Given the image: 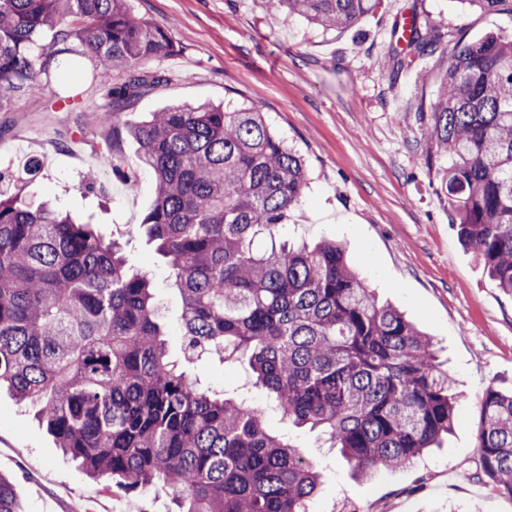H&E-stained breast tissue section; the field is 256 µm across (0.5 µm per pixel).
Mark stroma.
I'll use <instances>...</instances> for the list:
<instances>
[{
    "label": "stroma",
    "mask_w": 512,
    "mask_h": 512,
    "mask_svg": "<svg viewBox=\"0 0 512 512\" xmlns=\"http://www.w3.org/2000/svg\"><path fill=\"white\" fill-rule=\"evenodd\" d=\"M132 15L166 27L174 48L151 61L167 81L122 114L140 121L173 103L253 104L302 155L309 184L280 236L338 241L380 301L395 306L437 343L456 384L455 424L443 447L411 464L359 478L319 432L270 411L269 431L298 446L321 477L308 512H512V498L480 476L479 399L487 387L512 392V295L488 278L452 226L453 210L424 161L414 121L431 103L444 68L424 59L390 76L392 31L403 13L475 41L512 34V13L482 12L460 0H382L358 26L323 31L264 0H129ZM93 57L67 56L39 92L0 107V189L49 198L103 235L132 239V268L159 287L168 352L199 387L217 397L263 405L248 355L233 368L184 363L178 336L181 298L165 261L140 224L154 201L153 173L136 187L123 174L138 145L113 139ZM114 140L111 165L100 162ZM96 179L87 189L88 179ZM0 473L12 477L23 512H173L165 490L144 495L103 490L62 455L32 411L0 393Z\"/></svg>",
    "instance_id": "1"
}]
</instances>
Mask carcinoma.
<instances>
[{
	"mask_svg": "<svg viewBox=\"0 0 512 512\" xmlns=\"http://www.w3.org/2000/svg\"><path fill=\"white\" fill-rule=\"evenodd\" d=\"M381 0H268L324 30L348 29ZM493 12L512 0H460ZM50 41L40 57L33 46ZM83 50L97 60L116 124L173 50L128 0H0V105ZM450 55L417 108L461 243L512 293V38L448 49L420 21L391 73ZM122 78L112 80V72ZM153 170L144 225L182 298L185 352L250 366L282 418L319 429L361 473L410 463L449 434L454 383L431 339L380 304L344 248L278 241L301 201L304 161L254 107L176 105L124 127ZM258 238L269 241L263 251ZM36 408L57 448L120 490L164 488L176 512H308L319 474L272 435L267 410L201 390L168 356L153 282L92 224L0 191V387ZM479 469L512 496V393L480 400ZM0 512H21L0 474Z\"/></svg>",
	"mask_w": 512,
	"mask_h": 512,
	"instance_id": "cac0c4a2",
	"label": "carcinoma"
}]
</instances>
